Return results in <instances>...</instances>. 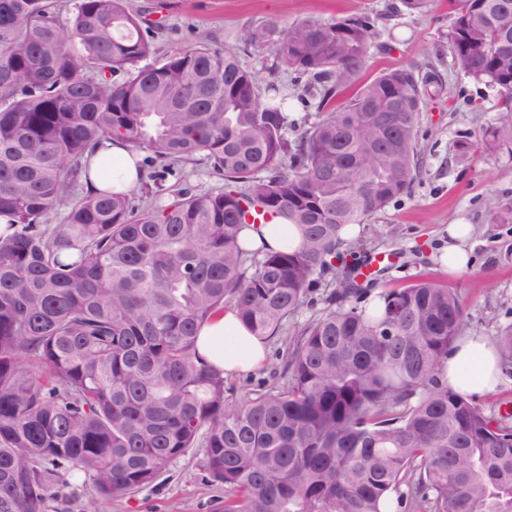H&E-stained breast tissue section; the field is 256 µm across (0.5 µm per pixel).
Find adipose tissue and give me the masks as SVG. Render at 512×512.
I'll return each mask as SVG.
<instances>
[{"label":"adipose tissue","instance_id":"ef3b65f1","mask_svg":"<svg viewBox=\"0 0 512 512\" xmlns=\"http://www.w3.org/2000/svg\"><path fill=\"white\" fill-rule=\"evenodd\" d=\"M138 153L122 140L108 142L105 149L88 158L87 192H126L137 183ZM111 166V177H104V166ZM302 243L299 230L292 224H252L242 233L245 250L291 251ZM198 352L226 375L238 376L260 368L266 361L267 345L240 320L234 306H225L198 332ZM445 372L449 386L471 398L496 391L504 378L496 340L486 336L462 334L448 350Z\"/></svg>","mask_w":512,"mask_h":512}]
</instances>
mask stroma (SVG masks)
I'll return each mask as SVG.
<instances>
[{"label": "stroma", "mask_w": 512, "mask_h": 512, "mask_svg": "<svg viewBox=\"0 0 512 512\" xmlns=\"http://www.w3.org/2000/svg\"><path fill=\"white\" fill-rule=\"evenodd\" d=\"M157 26L158 56L215 42L235 52L259 82L280 81L288 96L290 118L315 116L316 100L301 102L295 75L275 70L270 50H253L240 39L244 28L273 23L284 29L296 20L328 21L358 16L371 27L369 59L361 78L410 67L416 74L434 73L454 89L453 97L429 98L417 132L420 173L409 191L392 200L360 227L351 239L357 258L380 257L382 273L375 291L404 288L427 280L447 286L458 296L469 333L498 336L512 325V214L491 222L492 213L512 202V158L489 155L481 141L483 128L496 122L501 99L495 88L457 69L448 47L451 16L447 0H433L429 11L411 15L401 0H131ZM470 143L459 154V143ZM464 220L473 227L466 248L472 266L448 273L441 256L448 245L449 224ZM397 235H389V226ZM277 342L260 369L229 377L226 395L243 400L255 390L277 384ZM201 450L175 460L154 483L124 498L89 500L82 477L72 479L64 495L69 512L93 504L96 512H224V486L201 468Z\"/></svg>", "instance_id": "stroma-1"}]
</instances>
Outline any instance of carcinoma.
Masks as SVG:
<instances>
[{"mask_svg": "<svg viewBox=\"0 0 512 512\" xmlns=\"http://www.w3.org/2000/svg\"><path fill=\"white\" fill-rule=\"evenodd\" d=\"M455 65L498 90L482 141L512 157V0H449ZM0 0V512H47L82 474L125 497L194 448L224 512H512V425L454 392L442 364L465 332L449 288L359 284L342 234L410 188L426 82L396 68L295 139L279 85L260 92L209 44L152 64L128 0ZM242 42L319 81L320 104L369 53L355 17L248 27ZM119 138L146 154L159 197L204 156L224 191L140 206L134 192L70 201L87 156ZM63 223H50L57 207ZM297 225L292 252H247L245 209ZM324 275L327 309L281 337L285 382L241 402L197 351L233 302L277 336ZM512 369V326L497 336Z\"/></svg>", "mask_w": 512, "mask_h": 512, "instance_id": "1", "label": "carcinoma"}]
</instances>
